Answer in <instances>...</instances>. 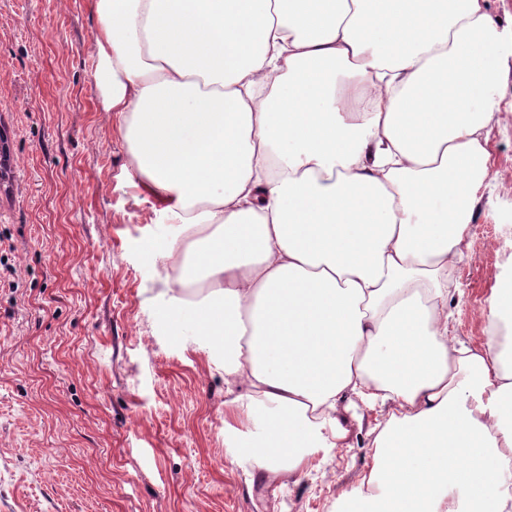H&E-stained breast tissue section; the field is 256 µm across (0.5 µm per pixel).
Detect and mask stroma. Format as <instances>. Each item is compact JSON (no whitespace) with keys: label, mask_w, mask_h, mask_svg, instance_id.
Listing matches in <instances>:
<instances>
[{"label":"stroma","mask_w":512,"mask_h":512,"mask_svg":"<svg viewBox=\"0 0 512 512\" xmlns=\"http://www.w3.org/2000/svg\"><path fill=\"white\" fill-rule=\"evenodd\" d=\"M90 0H0V512H336L371 461L376 414L347 412V448L260 490L224 443V371L159 319L168 234L129 183L91 79ZM512 175V125L484 131ZM448 327L487 340L512 278V194L487 181Z\"/></svg>","instance_id":"1"}]
</instances>
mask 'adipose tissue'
Masks as SVG:
<instances>
[{"label": "adipose tissue", "mask_w": 512, "mask_h": 512, "mask_svg": "<svg viewBox=\"0 0 512 512\" xmlns=\"http://www.w3.org/2000/svg\"><path fill=\"white\" fill-rule=\"evenodd\" d=\"M487 2L92 0L102 110L171 227L164 320L264 425L225 429L231 462L303 475L360 403L386 418L342 499L512 512V287L484 347L448 334L512 53Z\"/></svg>", "instance_id": "ef3b65f1"}]
</instances>
